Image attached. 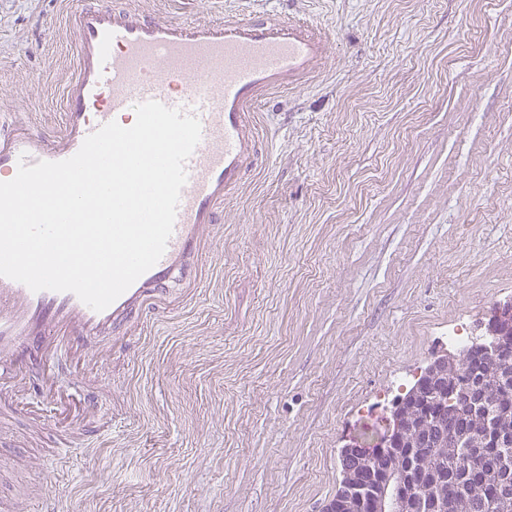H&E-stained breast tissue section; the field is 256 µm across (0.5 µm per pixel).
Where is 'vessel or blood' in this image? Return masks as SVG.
<instances>
[{"label": "vessel or blood", "instance_id": "vessel-or-blood-1", "mask_svg": "<svg viewBox=\"0 0 512 512\" xmlns=\"http://www.w3.org/2000/svg\"><path fill=\"white\" fill-rule=\"evenodd\" d=\"M72 70L59 94V119H30L35 100L0 103V182L19 163L72 157L102 125L130 126L136 104L155 100L195 115L201 140L187 160V182L160 260L107 309L94 311L70 292L31 291L0 276V369L38 352L46 375L42 394L57 395L50 377L59 349L89 359L85 340L111 333L150 300L167 295L208 251L218 210L256 164L255 112L271 91H288L326 67L330 45L305 24L252 15L198 21L169 11L159 15L114 0H88L66 9Z\"/></svg>", "mask_w": 512, "mask_h": 512}]
</instances>
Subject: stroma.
I'll list each match as a JSON object with an SVG mask.
<instances>
[{
	"label": "stroma",
	"instance_id": "stroma-1",
	"mask_svg": "<svg viewBox=\"0 0 512 512\" xmlns=\"http://www.w3.org/2000/svg\"><path fill=\"white\" fill-rule=\"evenodd\" d=\"M58 8L0 0V97L39 96L46 123L59 81L30 31ZM264 8L321 26L329 70L258 106L262 162L179 311L89 337L58 399L0 417V512H325L342 449L512 295V0Z\"/></svg>",
	"mask_w": 512,
	"mask_h": 512
}]
</instances>
